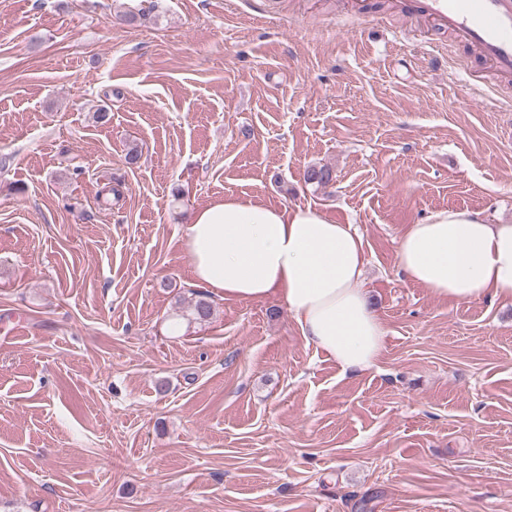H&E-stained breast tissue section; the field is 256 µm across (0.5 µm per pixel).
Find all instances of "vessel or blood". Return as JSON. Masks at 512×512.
<instances>
[{
  "instance_id": "obj_1",
  "label": "vessel or blood",
  "mask_w": 512,
  "mask_h": 512,
  "mask_svg": "<svg viewBox=\"0 0 512 512\" xmlns=\"http://www.w3.org/2000/svg\"><path fill=\"white\" fill-rule=\"evenodd\" d=\"M400 7L473 44L495 70L512 72V0H400Z\"/></svg>"
}]
</instances>
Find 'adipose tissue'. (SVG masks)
<instances>
[{
    "instance_id": "ef3b65f1",
    "label": "adipose tissue",
    "mask_w": 512,
    "mask_h": 512,
    "mask_svg": "<svg viewBox=\"0 0 512 512\" xmlns=\"http://www.w3.org/2000/svg\"><path fill=\"white\" fill-rule=\"evenodd\" d=\"M184 245L201 286L227 298L279 300L305 341L341 371L377 366L386 331L359 286L367 258L353 225L309 206L227 198L193 213ZM397 258L406 279L435 296L512 305V224L443 210L405 227Z\"/></svg>"
}]
</instances>
